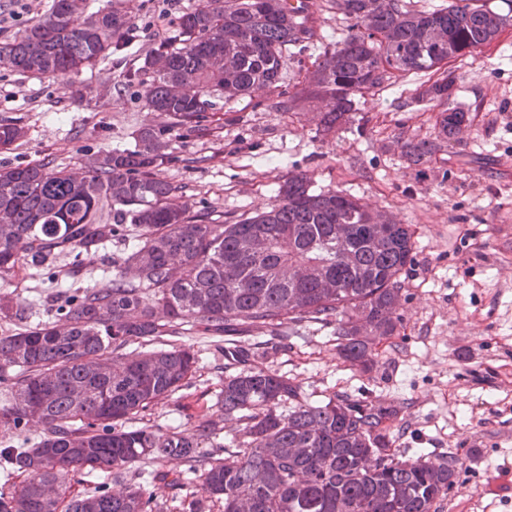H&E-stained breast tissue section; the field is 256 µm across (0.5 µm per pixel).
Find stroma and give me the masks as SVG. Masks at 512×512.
Returning <instances> with one entry per match:
<instances>
[{
    "label": "stroma",
    "instance_id": "1",
    "mask_svg": "<svg viewBox=\"0 0 512 512\" xmlns=\"http://www.w3.org/2000/svg\"><path fill=\"white\" fill-rule=\"evenodd\" d=\"M196 2L129 0L135 26L123 50L83 74L93 83L111 78L112 93L99 104L74 101L68 79L0 70V118L27 131L0 152V162L80 167L93 153L132 147L142 126L167 123L125 76L141 66L150 43L174 34L178 17ZM52 3L0 0V43ZM312 10L317 35L287 55L276 92L218 105L206 134L175 131L167 148L173 160L162 174L191 211H207L219 223L264 210L288 174L301 171L312 190L355 196L408 225L413 251L402 274L397 330L376 344L370 371L340 358L330 325L290 324L281 338L246 325L236 339L250 348L251 366L287 376L310 402L346 395L393 406L388 433L398 454L455 457L459 479L437 512H512V30L449 61L456 77L449 103L473 121L414 165L401 146L435 140L441 109L415 97L425 75H395L361 98L354 122L335 132L323 131L312 105L272 110V102L303 85L314 60L350 24L335 0H312ZM134 244L114 238L94 254L57 256L53 271L26 265L0 277V294L26 309L21 319L0 316V336L56 321L55 293L100 286L112 275L113 258ZM154 345L191 348L197 372L189 387L138 415L135 426L183 431L204 416L223 422L216 395L237 370L224 357L223 336L186 326Z\"/></svg>",
    "mask_w": 512,
    "mask_h": 512
}]
</instances>
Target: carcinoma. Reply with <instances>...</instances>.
Here are the masks:
<instances>
[{"label": "carcinoma", "instance_id": "carcinoma-1", "mask_svg": "<svg viewBox=\"0 0 512 512\" xmlns=\"http://www.w3.org/2000/svg\"><path fill=\"white\" fill-rule=\"evenodd\" d=\"M351 20L325 49L306 84L273 103L289 110L317 99L321 124L332 129L365 93L396 72H437L451 59L494 42L512 27V7L452 0L415 11L403 0H336ZM290 0H198L178 18L175 34L149 46L126 85L143 87L146 106L170 122L147 125L134 149L96 153L74 171L51 161L0 166V275L26 263L49 266L62 252H95L134 232L135 247L112 260V278L59 307L62 323L0 336V384L10 396L0 424L32 423L42 434L30 448L0 449V469L34 478L6 493L0 512H158L140 464L179 459L198 481L184 512L224 500V512H436L458 482L452 461L390 452L391 407L338 396L310 404L300 387L274 371L248 366L249 349L224 347L244 366L224 378L216 406L236 425L228 448L222 428L200 418L184 431L129 422L190 384L195 357L186 347L124 353L183 324L224 333L257 324L273 333L287 322L336 326L339 356L366 372L373 342L397 328L401 274L411 260L408 227L336 191L315 193L304 173L288 176L267 210L233 224L189 211L178 187L162 177L174 160L164 151L173 132L207 127L217 101L274 90L286 51L316 36ZM134 17L127 0L88 11L86 0H53L36 23L0 45V69L53 79L79 75L125 46ZM454 79L419 92L442 102ZM108 80L81 81L74 98L100 102ZM471 117L445 109L438 136L453 140ZM26 136L0 121V150ZM418 162L429 142H406ZM256 238L249 255L240 244ZM0 315L23 318L22 303L0 297ZM107 473L123 489L65 499L71 474Z\"/></svg>", "mask_w": 512, "mask_h": 512}]
</instances>
